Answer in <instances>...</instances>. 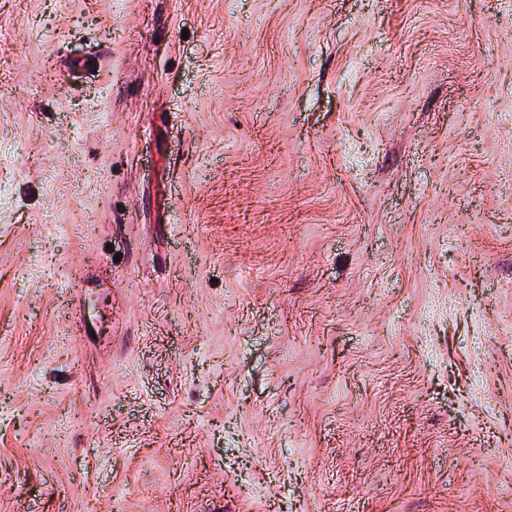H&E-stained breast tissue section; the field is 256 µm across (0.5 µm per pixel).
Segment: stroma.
<instances>
[{"mask_svg":"<svg viewBox=\"0 0 512 512\" xmlns=\"http://www.w3.org/2000/svg\"><path fill=\"white\" fill-rule=\"evenodd\" d=\"M0 28V512H512V0Z\"/></svg>","mask_w":512,"mask_h":512,"instance_id":"stroma-1","label":"stroma"}]
</instances>
